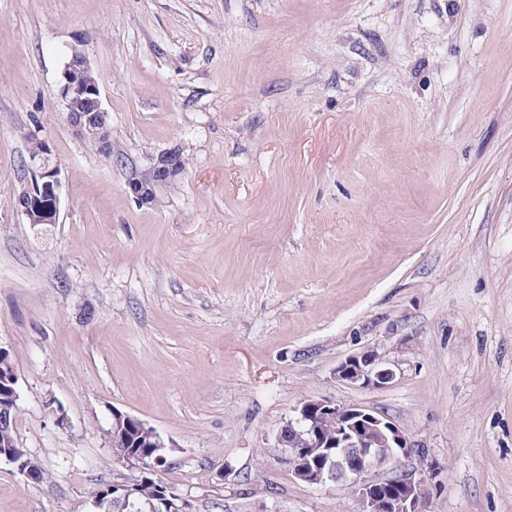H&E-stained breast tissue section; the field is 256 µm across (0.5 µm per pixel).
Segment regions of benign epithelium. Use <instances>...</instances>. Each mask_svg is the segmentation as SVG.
Segmentation results:
<instances>
[{"mask_svg":"<svg viewBox=\"0 0 512 512\" xmlns=\"http://www.w3.org/2000/svg\"><path fill=\"white\" fill-rule=\"evenodd\" d=\"M88 58L73 53L62 71L60 98L67 124L83 140L93 141L105 157L111 155L108 138L109 114L103 108L98 82L92 80L76 85L70 73L88 69ZM81 98L86 106L74 111V100ZM31 183L25 185L15 199L17 211L30 224H54L60 206L58 167L48 144L37 156L29 157ZM185 173L183 156L178 150L163 151L152 158L150 166L128 182L135 200L144 206L154 203L158 190L173 178ZM336 377L361 387H383L393 382L395 371L373 350L365 351L341 362ZM17 379L7 386L6 401H0V427L10 421L16 408ZM151 431L154 441L150 457H121L123 463L152 472L155 464L166 460L168 444L145 422L130 415L112 414L113 432H122L131 423ZM275 447L281 449L282 461L294 478L310 485L333 484L350 490L359 501V512H427L435 486L431 476L436 467L402 471L391 477L383 473L397 467L400 459L415 451L409 438L390 418L372 413L357 405H339L328 400L309 399L301 402L278 429ZM13 464L25 478L33 481L37 472L23 448L0 449V459ZM138 494L136 484L117 481L102 487L100 496L92 501L96 512H111L134 505Z\"/></svg>","mask_w":512,"mask_h":512,"instance_id":"1","label":"benign epithelium"}]
</instances>
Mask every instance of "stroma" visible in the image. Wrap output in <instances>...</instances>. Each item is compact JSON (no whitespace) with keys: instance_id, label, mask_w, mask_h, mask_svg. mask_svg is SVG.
<instances>
[{"instance_id":"stroma-1","label":"stroma","mask_w":512,"mask_h":512,"mask_svg":"<svg viewBox=\"0 0 512 512\" xmlns=\"http://www.w3.org/2000/svg\"><path fill=\"white\" fill-rule=\"evenodd\" d=\"M75 51L108 159L65 121ZM32 129L54 224L14 206ZM0 348L45 474L1 460L0 512H92L116 411L197 512H359L274 449L307 399L391 418L429 512H512V0H0ZM370 349L391 384L336 377ZM185 172L180 151H163L152 158L150 166L143 173L128 182V188L140 205L151 206L157 197L158 190ZM145 174L148 177H144Z\"/></svg>"}]
</instances>
